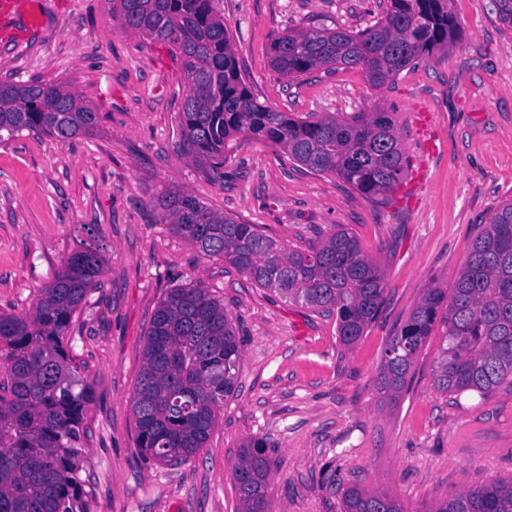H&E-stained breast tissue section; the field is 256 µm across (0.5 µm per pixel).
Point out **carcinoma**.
<instances>
[{"mask_svg":"<svg viewBox=\"0 0 512 512\" xmlns=\"http://www.w3.org/2000/svg\"><path fill=\"white\" fill-rule=\"evenodd\" d=\"M123 26L173 48L188 85L179 123L186 155L223 179L224 144L254 134L283 148L318 174L344 180L364 198L385 202L408 168L391 113L373 108L350 117L295 119L260 102L244 83L216 0H115ZM449 0H390L371 27L284 31L271 66L285 78L319 69L361 67L379 89L401 72L446 50L459 33ZM98 113L62 84L38 79L0 82V132L44 133L66 142L96 128ZM162 222L204 258L222 257L282 298L336 315L350 349L384 302L385 277L350 231L338 227L319 244L287 249L256 224H242L186 192L154 204ZM96 249L73 252L40 289L27 315L0 313V512H89L81 477V440L92 401L89 382L72 365L66 333L73 313L98 283ZM439 333L434 388L486 395L512 379V199L490 214L447 292L424 291L384 350L378 390L396 402L420 350ZM144 368L131 399L137 446L176 464L199 453L216 423V408L235 391L241 341L224 305L203 288H173L147 333ZM269 442H244L232 478L241 512H268ZM343 512H405L380 491L347 488ZM427 512H512V480L483 484L438 501Z\"/></svg>","mask_w":512,"mask_h":512,"instance_id":"cac0c4a2","label":"carcinoma"}]
</instances>
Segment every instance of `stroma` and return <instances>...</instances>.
Masks as SVG:
<instances>
[{
    "label": "stroma",
    "mask_w": 512,
    "mask_h": 512,
    "mask_svg": "<svg viewBox=\"0 0 512 512\" xmlns=\"http://www.w3.org/2000/svg\"><path fill=\"white\" fill-rule=\"evenodd\" d=\"M498 4L451 0L461 26L453 45L376 90L358 67L283 78L271 44L298 27L365 30L388 0H218L260 102L302 120L391 112L410 167L387 205L256 135L226 142L223 180L200 169L180 148V60L125 29L112 0H20L0 14L18 33L0 43V81L64 84L99 115L92 132L65 143L0 132V312L28 314L75 250L97 248L104 260L67 332L93 389L81 472L91 512H240L232 467L252 437L272 444L270 512H341L353 484L425 512L512 480V384L483 398L436 391L433 338L396 403L377 391L389 337L424 288L452 287L490 214L512 198V19ZM176 190L290 249L348 229L386 273L379 316L344 349L335 316L285 302L161 223L154 203ZM193 284L239 332L236 390L202 451L161 464L137 446L131 398L160 302Z\"/></svg>",
    "instance_id": "stroma-1"
}]
</instances>
